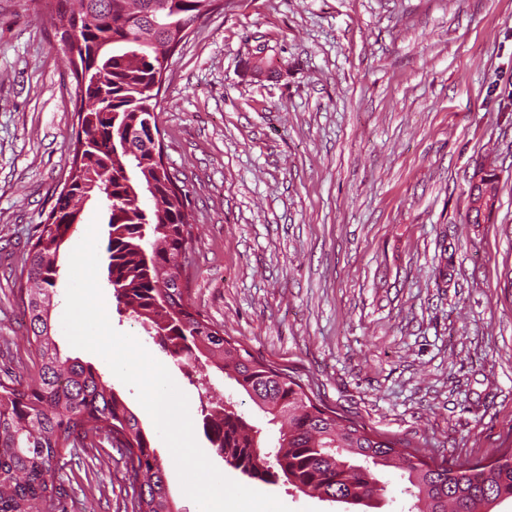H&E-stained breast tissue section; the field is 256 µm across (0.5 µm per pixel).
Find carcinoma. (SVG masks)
Here are the masks:
<instances>
[{"label":"carcinoma","instance_id":"cac0c4a2","mask_svg":"<svg viewBox=\"0 0 512 512\" xmlns=\"http://www.w3.org/2000/svg\"><path fill=\"white\" fill-rule=\"evenodd\" d=\"M221 0H47L55 30L78 22L64 46L71 63L97 61L103 77L79 88L78 120L90 137L73 142L67 193H59L20 266L17 294L29 320L26 341L36 377L0 379V512H59L56 459L103 443L120 451L133 490L125 512H175L165 465L137 415L95 367L62 355L53 317L58 260L85 204L106 209L107 282L117 305L160 329L156 344L181 366L213 369L234 382L278 426L273 451L261 430L229 401L201 406L211 447L249 479L326 501L373 508L381 473L403 471L416 512H494L512 501V448L492 462L438 463L410 441L345 423L305 387L254 357L190 302L183 273L192 238L188 191L153 152L160 135L155 76L159 52L180 44Z\"/></svg>","mask_w":512,"mask_h":512}]
</instances>
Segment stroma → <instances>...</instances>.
<instances>
[{
    "instance_id": "stroma-1",
    "label": "stroma",
    "mask_w": 512,
    "mask_h": 512,
    "mask_svg": "<svg viewBox=\"0 0 512 512\" xmlns=\"http://www.w3.org/2000/svg\"><path fill=\"white\" fill-rule=\"evenodd\" d=\"M41 12L40 0H0V371L24 379L14 279L77 130L76 83ZM258 53L261 76L245 66ZM159 100L166 164L190 192L196 309L340 414L437 461L512 448V0H222L169 60ZM484 163L498 202L472 224L467 191ZM104 216L87 204L61 251L55 317L70 254ZM444 248L446 281L433 275ZM107 314L199 420L196 373L115 304ZM59 344L123 396L154 436L176 512H197L134 389ZM194 434L224 476L292 512H345L248 480ZM79 457L54 475L66 512H124L117 449Z\"/></svg>"
}]
</instances>
